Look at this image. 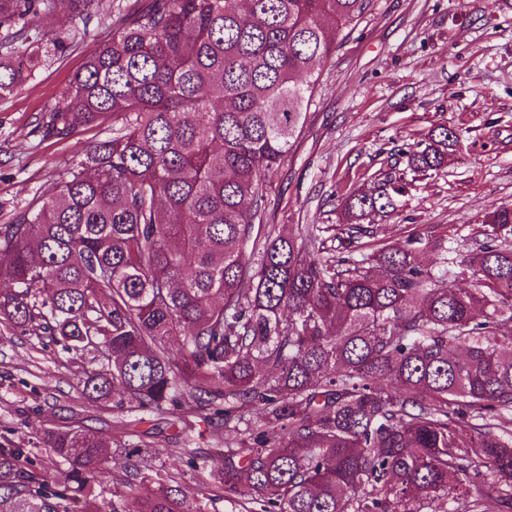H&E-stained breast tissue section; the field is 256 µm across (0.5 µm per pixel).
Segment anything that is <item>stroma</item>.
Returning <instances> with one entry per match:
<instances>
[{"instance_id": "35a3bbf8", "label": "stroma", "mask_w": 512, "mask_h": 512, "mask_svg": "<svg viewBox=\"0 0 512 512\" xmlns=\"http://www.w3.org/2000/svg\"><path fill=\"white\" fill-rule=\"evenodd\" d=\"M133 0H102L103 21L37 23L65 49L35 72L25 88L0 97V224L33 208L79 160L78 145L109 136L91 128L67 140H43L35 127L63 100L74 75L112 35V11ZM307 121L288 157L269 172L271 223L335 224L339 204L376 178L405 168V148L440 125L462 136L438 175L415 182L396 211L373 216L386 244L420 237L424 265L448 258L450 270L482 238L490 208L512 206V0H374L351 35L322 63ZM100 360H70L60 347L0 325V435L33 443L51 481H62L46 428L86 427L112 444L139 442L138 411L114 401L92 403L75 374ZM152 446L163 471L188 495L206 493L204 474L178 453L176 428L159 422Z\"/></svg>"}]
</instances>
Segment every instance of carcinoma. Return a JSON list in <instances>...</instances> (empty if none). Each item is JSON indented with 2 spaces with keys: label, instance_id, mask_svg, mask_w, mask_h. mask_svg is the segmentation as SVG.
<instances>
[{
  "label": "carcinoma",
  "instance_id": "cac0c4a2",
  "mask_svg": "<svg viewBox=\"0 0 512 512\" xmlns=\"http://www.w3.org/2000/svg\"><path fill=\"white\" fill-rule=\"evenodd\" d=\"M60 0H0V28L29 43L0 56V96L64 49L31 36ZM67 19L101 0H65ZM371 0H142L112 19L45 140L86 127L66 180L0 225V324L48 336L79 360L81 396L218 419L213 485L241 512H410L451 497L459 512H512V206L482 220L460 261L472 287L420 261L419 239L366 252L370 216L444 168L458 133L432 131L407 166L341 201L340 224L268 220L266 175L307 117L318 66ZM347 243V255L326 246ZM67 466L0 442V512H120L104 500L110 443L45 430ZM150 444L125 445L123 496L137 512H186Z\"/></svg>",
  "mask_w": 512,
  "mask_h": 512
}]
</instances>
